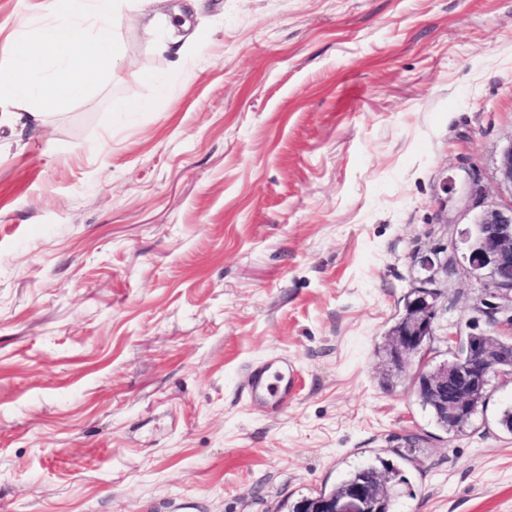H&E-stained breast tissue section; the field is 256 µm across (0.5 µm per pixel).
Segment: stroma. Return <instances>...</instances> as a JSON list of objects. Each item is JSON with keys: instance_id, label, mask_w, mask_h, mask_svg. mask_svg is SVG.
I'll return each instance as SVG.
<instances>
[{"instance_id": "stroma-1", "label": "stroma", "mask_w": 512, "mask_h": 512, "mask_svg": "<svg viewBox=\"0 0 512 512\" xmlns=\"http://www.w3.org/2000/svg\"><path fill=\"white\" fill-rule=\"evenodd\" d=\"M168 2L182 26L115 18L111 73L0 126V512H291L378 457L393 512H512V381L454 433L414 392L447 332L512 340L460 239L512 203V0ZM433 252L434 340L385 386ZM262 362L287 404L248 397Z\"/></svg>"}]
</instances>
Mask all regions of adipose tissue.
Listing matches in <instances>:
<instances>
[{"label": "adipose tissue", "mask_w": 512, "mask_h": 512, "mask_svg": "<svg viewBox=\"0 0 512 512\" xmlns=\"http://www.w3.org/2000/svg\"><path fill=\"white\" fill-rule=\"evenodd\" d=\"M166 0H45V23L28 42L4 50L12 65L0 69V119L13 110L36 124L68 109L85 96L92 75L110 72L115 60V17L138 12L145 29L164 17Z\"/></svg>", "instance_id": "1"}]
</instances>
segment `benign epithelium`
Segmentation results:
<instances>
[{
	"instance_id": "7a95c632",
	"label": "benign epithelium",
	"mask_w": 512,
	"mask_h": 512,
	"mask_svg": "<svg viewBox=\"0 0 512 512\" xmlns=\"http://www.w3.org/2000/svg\"><path fill=\"white\" fill-rule=\"evenodd\" d=\"M498 171L499 184L512 193V141L501 152ZM461 239L467 244L471 273L485 280L493 293L512 295V206L484 208L461 231ZM419 265L426 276L407 306L400 327L390 333L388 364L393 368L408 365L421 352L422 339L434 335L435 293L428 285L434 282L442 264L436 256L424 255ZM446 342L455 349V358L433 368L425 378L423 391L445 419L458 422L471 418L491 375L512 376V355L506 356L502 343L483 335H471L462 342L458 334L450 333ZM384 484L382 476L372 474L320 503L319 512H379L385 500Z\"/></svg>"
}]
</instances>
